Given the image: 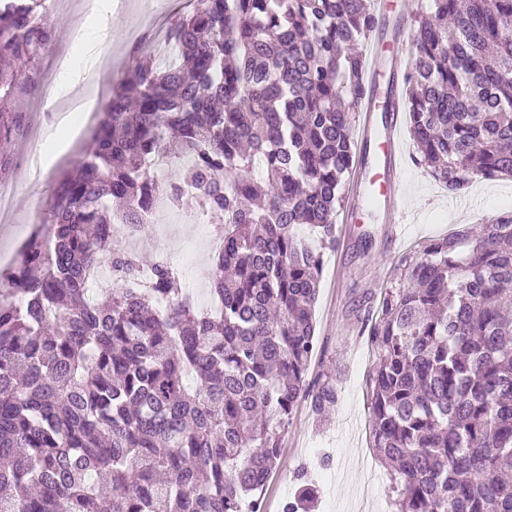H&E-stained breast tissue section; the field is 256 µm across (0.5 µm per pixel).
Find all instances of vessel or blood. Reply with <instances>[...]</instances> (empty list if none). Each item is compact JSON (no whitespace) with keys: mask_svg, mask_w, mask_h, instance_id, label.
Wrapping results in <instances>:
<instances>
[{"mask_svg":"<svg viewBox=\"0 0 512 512\" xmlns=\"http://www.w3.org/2000/svg\"><path fill=\"white\" fill-rule=\"evenodd\" d=\"M382 50L373 47L364 62L368 90L359 102V109L365 116L361 129L363 142H376L380 157L376 164H368L366 157H359L361 181L364 186L374 188L383 203V209L391 223H399L402 215V161L398 146L401 130V114L404 110L399 89L404 82L407 67L400 59H393L388 85H381L380 63ZM377 112L390 115L389 122L382 129H375L372 116Z\"/></svg>","mask_w":512,"mask_h":512,"instance_id":"vessel-or-blood-1","label":"vessel or blood"}]
</instances>
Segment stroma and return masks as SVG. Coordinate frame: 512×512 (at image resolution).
<instances>
[{
    "label": "stroma",
    "mask_w": 512,
    "mask_h": 512,
    "mask_svg": "<svg viewBox=\"0 0 512 512\" xmlns=\"http://www.w3.org/2000/svg\"><path fill=\"white\" fill-rule=\"evenodd\" d=\"M159 0H133L116 17V37L111 45L116 60L113 78H120L137 60L131 31L151 33L146 18L148 5ZM429 0H390L386 22L378 32L387 48L383 60L399 40L409 39L403 31L404 15L419 17L428 9ZM46 88L26 96L24 111L29 124L11 141L10 180L17 183L21 202L12 220H0V255L18 252L34 232L32 217L36 207L53 197L59 180L74 172L94 148L92 130H85L71 156L62 158L46 173L40 184H31L24 169V155L29 137L48 132L42 102ZM401 147L406 166L403 173L405 214L401 224H385L382 209L367 210L360 201L345 197L347 208L356 212L355 220L336 234V246L327 250L321 277L320 295L315 307L317 348L309 365V380L330 378L338 395L336 405L325 415H318L310 401L295 409L283 439L276 469L264 488L266 512H282L298 488L297 472H304L316 486L311 512H356L360 496H368L370 512H394L396 487L392 471L379 460L371 446L370 393L368 374L374 359L368 328L375 318L383 288L394 280L400 258L429 239L448 235L451 225L477 224L483 217L512 208V178L490 182L481 189L471 181L458 194L444 191L431 171L417 163V149L409 130L401 132ZM195 210L186 203L173 212L170 223L148 226L139 236L136 251L152 261L168 253L177 264L188 292L204 282L203 273L212 262L208 245L209 226L186 223Z\"/></svg>",
    "instance_id": "obj_1"
}]
</instances>
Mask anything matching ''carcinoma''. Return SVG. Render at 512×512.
<instances>
[{
	"mask_svg": "<svg viewBox=\"0 0 512 512\" xmlns=\"http://www.w3.org/2000/svg\"><path fill=\"white\" fill-rule=\"evenodd\" d=\"M366 0H196L166 30L174 63L120 83L92 154L59 183L46 223L0 271V512H263L306 381L324 250L356 158L364 95L352 47ZM53 25L39 0L0 6V176ZM406 112L418 163L448 191L512 177V0H430L411 35ZM194 159L178 181L161 157ZM218 221L216 315L138 233L160 192ZM307 225L316 240L298 236ZM113 288L97 296L93 277ZM368 331L372 443L396 512H512V209L404 255ZM305 484L283 512H308Z\"/></svg>",
	"mask_w": 512,
	"mask_h": 512,
	"instance_id": "obj_1",
	"label": "carcinoma"
}]
</instances>
